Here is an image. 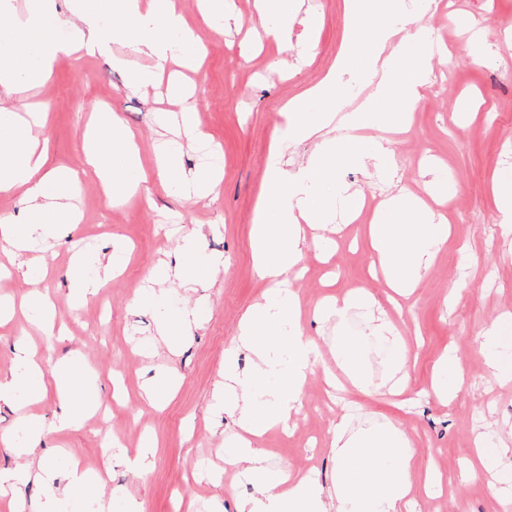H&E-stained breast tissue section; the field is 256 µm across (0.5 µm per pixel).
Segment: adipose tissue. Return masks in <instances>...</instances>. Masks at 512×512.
Returning <instances> with one entry per match:
<instances>
[{"label":"adipose tissue","instance_id":"1","mask_svg":"<svg viewBox=\"0 0 512 512\" xmlns=\"http://www.w3.org/2000/svg\"><path fill=\"white\" fill-rule=\"evenodd\" d=\"M108 1L111 8L105 12L101 0H73L71 15L64 16L53 0H31L23 20L0 23V87L10 88L19 80L43 81L61 55H111L110 45L117 41L153 61L151 68L133 69L125 58L111 56L113 67L126 70L128 86L138 90L155 84L173 56H180L188 66L200 57V42L187 29L174 0ZM255 8L273 40L287 46L296 18L293 0H255ZM344 9L346 26L335 66L283 109L284 125L270 151L265 192L253 218L252 256L266 288L261 300L242 316L238 341L255 362L250 373L242 374L236 369L235 353L226 354L224 384L216 395L218 411L235 417L240 428L226 442L224 463L253 486L249 497L236 499L235 512H405L418 488L411 473V441L391 424L356 431L349 419L339 421L331 448L341 466L329 491L285 467L268 471L265 452L258 446L263 435L285 424L300 405L317 357L315 342L302 330L299 298L288 287L302 257L304 227L331 223L340 206L351 215L360 214V193L337 179L345 165L362 166L370 160L381 176L392 173L386 143L336 139L327 130L338 118L354 130L408 124L431 72L428 31L419 25L417 15L404 8L403 0H345ZM398 28L408 29L409 34L393 49L389 40ZM347 74L369 89L352 111L337 91ZM38 122V113L24 116L17 106L0 104V194L19 196L24 205L19 217H0V251L11 258L30 253L38 237L52 230L66 231L82 219L74 200L83 188L84 171L47 167L48 147L32 134ZM314 136L319 143L307 165L294 172L284 169L288 147ZM86 139L85 163L105 198L120 204L135 196L143 180L139 148L118 113H95ZM155 153L158 168L186 194L209 195L222 178L216 162L202 174L185 170L176 142L158 143ZM325 181L335 183V194L322 192ZM441 185L438 178L426 182L423 198L393 196L371 220L373 262L396 295L406 297L418 288L448 240L447 216L426 201ZM182 252L183 262L150 270V279L162 282V289L144 290L136 298L139 308L157 314L158 333L171 347L189 335L198 314L165 289V282L175 281L192 291L224 266L223 257L204 252L197 233L183 237ZM93 265L82 250L74 251L67 272L71 310L85 306L102 286L101 278L91 273ZM480 352L494 384H511L512 374L505 366L512 361V345L503 344L500 324L482 332ZM13 354L14 370L0 376L1 403L10 405L19 399L38 403L55 392L60 410L50 427L57 431L80 427L97 413L102 377L80 357L45 370L22 337L15 340ZM336 364L363 393L388 392L387 383L368 381L358 338H343L336 348ZM50 427L40 416L23 415L13 431L0 434V448L17 460L15 466L0 467V498L9 497L11 512H23L22 488L30 483L45 490L43 512H110L118 499L108 491L113 463L142 475L150 471L156 446L148 438L135 455H118L98 471L71 460L59 467L36 461Z\"/></svg>","mask_w":512,"mask_h":512}]
</instances>
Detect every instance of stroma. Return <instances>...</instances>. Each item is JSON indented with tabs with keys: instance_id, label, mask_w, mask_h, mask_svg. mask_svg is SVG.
Wrapping results in <instances>:
<instances>
[{
	"instance_id": "stroma-1",
	"label": "stroma",
	"mask_w": 512,
	"mask_h": 512,
	"mask_svg": "<svg viewBox=\"0 0 512 512\" xmlns=\"http://www.w3.org/2000/svg\"><path fill=\"white\" fill-rule=\"evenodd\" d=\"M233 4L234 17L218 37L200 15L196 0H177L205 47L202 67L191 76L194 88L188 102L168 96L163 81L154 88L129 91L124 72L112 67V56H126L134 68L149 66L150 60L121 43L112 44L107 57H59L49 78L38 86L21 84L13 93L0 89L2 101L19 100L47 112L48 121L37 135L49 141V166L82 168L87 124L101 105L119 112L138 137L144 187L154 206L139 198L112 206L95 175H86L83 220L68 237L54 240L36 285L54 296L56 324L65 333L43 334L16 315L0 326V374L12 366L15 339L27 333L45 367L81 354L104 375V399L113 398L107 377L116 375L124 390L117 407L77 430L50 433L45 459L56 462L63 449L82 467L94 469L108 453L105 435L123 442L131 453L143 436L153 437L157 448L150 473L141 477L122 465L112 470L113 485L124 488L144 512H176L182 499L196 500L198 512H233L235 499L252 491L246 479L223 468L224 437L236 425L229 417L213 414L212 396L224 381V353L237 343L240 318L265 289L254 267L250 232L270 147L283 122L280 111L329 72L343 36V0H297L299 13H321L323 26L314 40L311 63L295 72L288 65L309 40L303 23L295 24L290 48L280 52L266 38V23L256 14L253 0ZM470 18L482 22L490 47L480 63L470 52ZM420 21L437 48L433 83L426 86L410 128L389 136L393 179L380 178L370 166L349 165L340 173L341 181L379 204L402 190L423 194L427 166L449 178L442 210L452 226L451 236L400 310L387 312L411 348L402 371L406 389L400 396L377 399L348 385L328 396L324 372L336 366L333 343L338 334L334 322L314 319V308L326 294L340 296L356 289L384 303L390 290L382 277L370 273L364 228L371 212H363L359 223L344 221L334 236L336 248L328 254L319 246L323 229L308 230L301 260L306 274L292 287L302 303L303 331L319 347L317 365L299 411L287 425L270 430L261 446L268 453L269 468L288 466L328 490L336 480L330 447L333 424L344 416L358 426L390 423L410 438L415 473L436 470L447 483L440 496L417 492L412 512H512V500L491 493V474L480 473L474 481L466 475L467 465L477 459L478 433H512V385L488 384L476 345L478 332L503 313H512V238L499 233L491 194L494 175L512 164V155L505 151L512 144V47H506L503 33L512 26V0H438ZM187 104L197 113L199 130L222 154L224 178L204 199L179 197L167 187L155 162V140L181 133L178 120ZM426 157L431 160L427 166L422 163ZM199 226L207 230L206 250L223 255L224 267L190 293V300L204 304L200 323L171 348L158 335L155 315L135 307L134 298L152 266L181 261L182 236ZM116 236L125 248L121 274L84 308L69 312L65 273L71 242L82 241L104 259L111 255ZM345 332L361 338L371 383L388 377L391 351L367 336L362 313L348 316ZM445 355L455 360L461 390L453 400L440 403L425 390L435 363ZM157 372L175 374L180 385L153 407L142 399L141 385Z\"/></svg>"
}]
</instances>
